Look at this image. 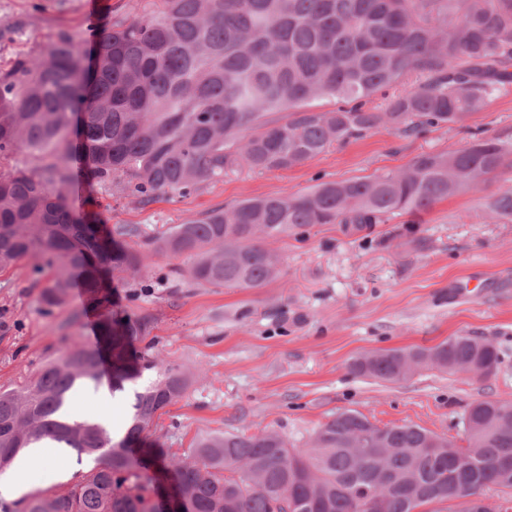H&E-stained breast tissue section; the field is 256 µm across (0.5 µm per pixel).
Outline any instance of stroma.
<instances>
[{
	"label": "stroma",
	"mask_w": 512,
	"mask_h": 512,
	"mask_svg": "<svg viewBox=\"0 0 512 512\" xmlns=\"http://www.w3.org/2000/svg\"><path fill=\"white\" fill-rule=\"evenodd\" d=\"M0 0V67L35 53L69 32L141 9L143 0ZM512 144V90L487 101L464 126L428 127L404 135L381 128L290 170L247 169L186 196L142 203L122 184H101L76 172L81 196L69 197L76 217L98 214L109 228L156 236L203 213L247 198L296 193L325 181L397 170L427 152L463 148L472 137ZM512 192V170L415 215L396 214L368 231L315 224L268 240L282 271L260 288L199 285L184 276L185 256L149 255V277L115 282L95 301L73 282L63 304L41 294L54 273L29 258L0 270V388L21 385L73 342L92 347L100 322L141 319L145 330L128 345L133 372L113 390L82 384L74 411L97 416L121 434L134 393L156 370L146 361L186 373L189 387L159 411L141 447L183 456L195 439L217 432L275 430L301 447L336 413L351 410L377 425L413 424L465 446L463 417L471 403L512 399V217L489 220V208ZM466 293H459L461 284ZM478 336L500 355L495 377L479 380L433 368L388 383L353 373L349 365L373 350L430 347L451 336Z\"/></svg>",
	"instance_id": "35a3bbf8"
}]
</instances>
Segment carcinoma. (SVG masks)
Returning a JSON list of instances; mask_svg holds the SVG:
<instances>
[{
	"label": "carcinoma",
	"mask_w": 512,
	"mask_h": 512,
	"mask_svg": "<svg viewBox=\"0 0 512 512\" xmlns=\"http://www.w3.org/2000/svg\"><path fill=\"white\" fill-rule=\"evenodd\" d=\"M512 0H149L95 30L84 48L61 32L32 55L0 68V157L17 151L32 165L0 169V269L28 256L55 268L42 303L61 304L75 277L97 298L113 280L147 270V255L186 256L198 284L258 288L280 273L266 240L312 224L356 231L395 214H417L478 187L512 166V148L477 138L450 153H424L407 167L304 192L260 196L214 209L132 244L134 229L75 217L66 204L71 163L99 183L126 180L148 202L185 196L236 173L289 170L382 127L413 134L455 124L512 83ZM416 72L425 80L375 93ZM331 98L336 108L305 104ZM280 112L277 120L265 116ZM512 216V192L490 217ZM138 321L102 325L114 376ZM489 340L451 336L430 348L367 352L351 369L402 382L422 368L481 380L498 371ZM99 357L75 343L21 386L0 390V469L48 438L95 465L61 489L0 512H154L147 460L131 445L158 411L187 391L165 368L135 394L133 423L114 440L99 422L56 419L79 381L98 382ZM468 441L419 426H379L344 411L303 448L275 431L203 436L171 458L169 512H416L455 503L453 512H512V400H481L465 413ZM508 493L491 506L484 491Z\"/></svg>",
	"instance_id": "carcinoma-1"
}]
</instances>
